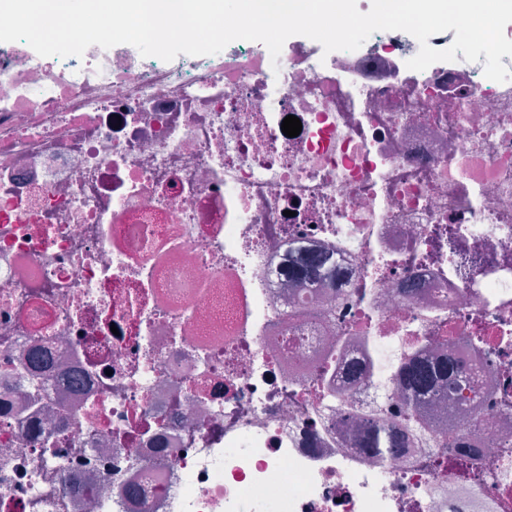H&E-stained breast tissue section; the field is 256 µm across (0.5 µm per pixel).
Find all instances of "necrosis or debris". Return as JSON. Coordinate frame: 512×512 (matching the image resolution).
I'll use <instances>...</instances> for the list:
<instances>
[{"instance_id":"4bbe7bcc","label":"necrosis or debris","mask_w":512,"mask_h":512,"mask_svg":"<svg viewBox=\"0 0 512 512\" xmlns=\"http://www.w3.org/2000/svg\"><path fill=\"white\" fill-rule=\"evenodd\" d=\"M418 51L0 42V512H512V80ZM419 350L461 445L376 454ZM286 264L291 267L302 280L329 279L338 276V270L333 269L317 255L309 252L295 250L288 253ZM365 448H373L381 455L386 454L390 448H395L392 430L388 427L371 423L364 441Z\"/></svg>"}]
</instances>
